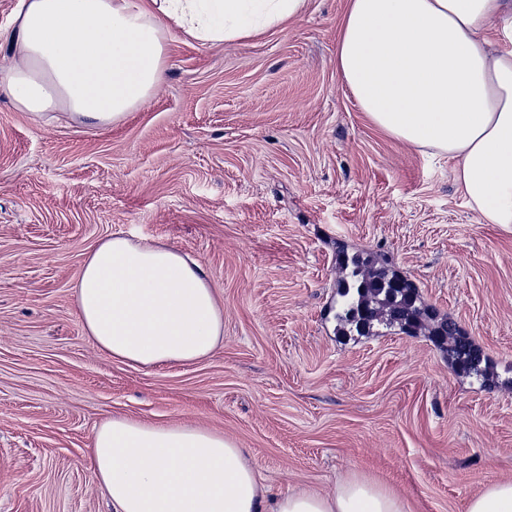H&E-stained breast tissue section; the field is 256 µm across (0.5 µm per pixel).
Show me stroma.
<instances>
[{
    "mask_svg": "<svg viewBox=\"0 0 512 512\" xmlns=\"http://www.w3.org/2000/svg\"><path fill=\"white\" fill-rule=\"evenodd\" d=\"M347 8L178 36L157 92L114 125L0 93V512H112L89 450L113 416L224 432L272 495L356 474L407 512H466L512 479V225L480 223L455 161L360 110L336 71ZM115 233L203 265L224 305L211 356L138 369L86 336L72 287ZM356 253L413 281L493 381L454 372L424 330L337 335Z\"/></svg>",
    "mask_w": 512,
    "mask_h": 512,
    "instance_id": "35a3bbf8",
    "label": "stroma"
}]
</instances>
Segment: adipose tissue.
<instances>
[{
    "instance_id": "1",
    "label": "adipose tissue",
    "mask_w": 512,
    "mask_h": 512,
    "mask_svg": "<svg viewBox=\"0 0 512 512\" xmlns=\"http://www.w3.org/2000/svg\"><path fill=\"white\" fill-rule=\"evenodd\" d=\"M305 2L18 0L0 87L20 111L107 126L148 103L176 35L246 37L299 16ZM336 70L376 127L456 160L482 223L512 224V0H349ZM73 295L86 335L136 368L197 362L224 334L203 266L161 243L103 239ZM91 468L113 512H405L393 492L355 474L330 494L293 488L268 499L245 449L189 424L104 420Z\"/></svg>"
}]
</instances>
